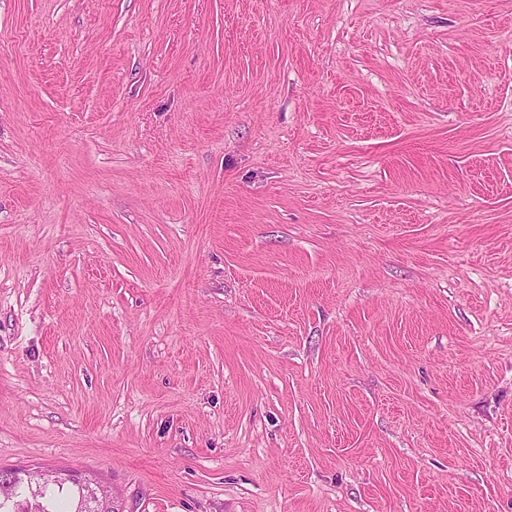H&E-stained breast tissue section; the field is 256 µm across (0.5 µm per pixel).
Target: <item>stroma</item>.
Instances as JSON below:
<instances>
[{"label": "stroma", "mask_w": 512, "mask_h": 512, "mask_svg": "<svg viewBox=\"0 0 512 512\" xmlns=\"http://www.w3.org/2000/svg\"><path fill=\"white\" fill-rule=\"evenodd\" d=\"M17 467L512 512V0H0Z\"/></svg>", "instance_id": "stroma-1"}]
</instances>
